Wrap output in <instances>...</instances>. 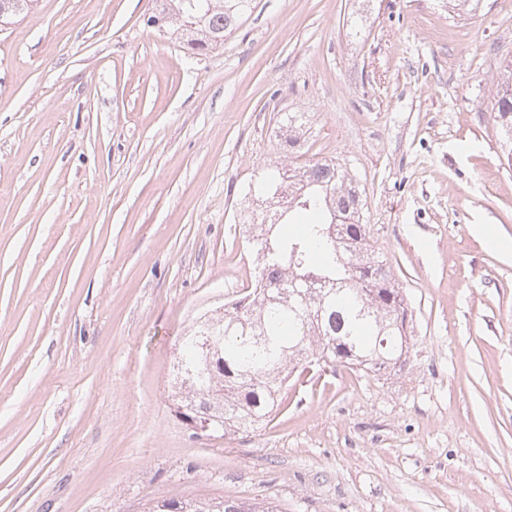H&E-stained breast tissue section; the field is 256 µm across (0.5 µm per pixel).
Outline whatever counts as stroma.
Returning <instances> with one entry per match:
<instances>
[{"label":"stroma","instance_id":"obj_1","mask_svg":"<svg viewBox=\"0 0 512 512\" xmlns=\"http://www.w3.org/2000/svg\"><path fill=\"white\" fill-rule=\"evenodd\" d=\"M154 0H37L0 29V512H512V0H255L204 55ZM358 180L402 283L396 372L312 366L249 433L175 413L181 336L243 296L280 117ZM494 109L500 148L512 166V62L509 61L495 82ZM511 156V161L509 159ZM511 163V164H510ZM148 512H281L271 504L239 503L234 500H163L148 508Z\"/></svg>","mask_w":512,"mask_h":512}]
</instances>
